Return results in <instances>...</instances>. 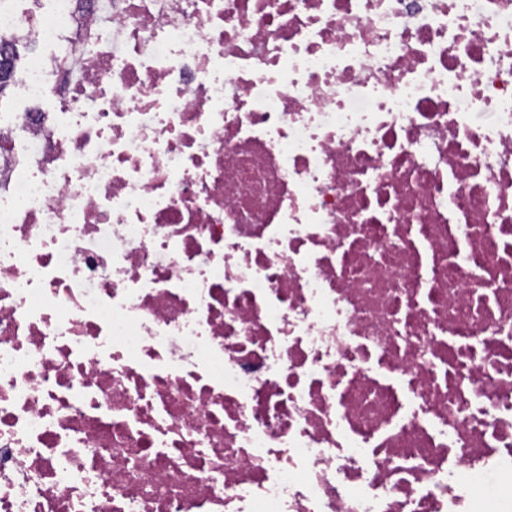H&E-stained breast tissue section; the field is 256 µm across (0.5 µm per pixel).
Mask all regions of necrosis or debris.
<instances>
[{"instance_id":"1","label":"necrosis or debris","mask_w":512,"mask_h":512,"mask_svg":"<svg viewBox=\"0 0 512 512\" xmlns=\"http://www.w3.org/2000/svg\"><path fill=\"white\" fill-rule=\"evenodd\" d=\"M18 2L0 512H512V0Z\"/></svg>"}]
</instances>
